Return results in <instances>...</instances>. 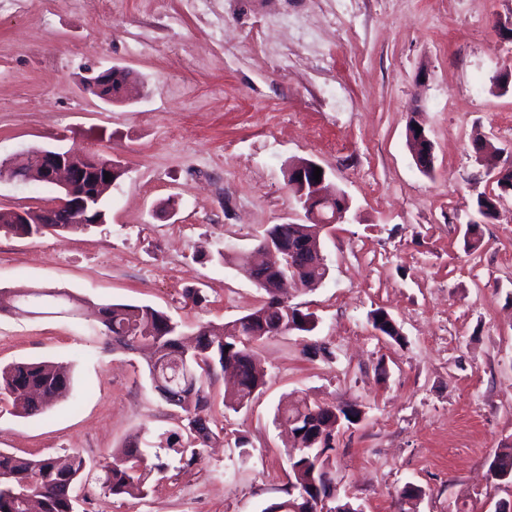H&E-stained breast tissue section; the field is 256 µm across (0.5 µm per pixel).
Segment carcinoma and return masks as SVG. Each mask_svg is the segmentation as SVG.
Returning a JSON list of instances; mask_svg holds the SVG:
<instances>
[{"label": "carcinoma", "instance_id": "carcinoma-1", "mask_svg": "<svg viewBox=\"0 0 512 512\" xmlns=\"http://www.w3.org/2000/svg\"><path fill=\"white\" fill-rule=\"evenodd\" d=\"M87 224H20L13 211L0 212V232L15 237H26L43 233L65 232L87 229ZM325 226L320 224H274L265 231L264 238L280 239L284 242H301L307 246L311 264L300 275L301 284L306 285L326 274V267L319 261L323 251L320 234ZM220 259L232 264L240 271L247 270L249 256L240 252H219ZM65 293L52 288L37 292L33 288L20 287L0 294V310L22 311L46 303H54ZM105 335L117 345L127 347L129 341L139 339V348L151 351L148 363L151 379H160L165 391L177 397L171 405L183 412V430L194 438L197 447L187 448L180 444V434L174 432L167 438V449L180 455L183 466H192L199 449L207 446L215 434L217 420L212 414L210 388L218 373L233 365L238 370L237 387L224 394L223 405L233 410L249 404L256 391L266 382L264 371L255 366L253 345L263 336L248 334L244 320L256 318L271 330L281 322H293L298 331L313 329V319L296 307H291L277 296L257 310L224 326V335L218 336L207 326L197 330L189 355L200 357L202 364L196 365V375H188L175 368L179 351L184 349L179 325L164 311L149 305L112 303L101 308ZM70 387L66 369L47 361L16 362L0 367V402L12 405L13 413L20 417L35 416L44 410V405L65 395ZM321 405L301 398L291 406L278 410V419L288 424ZM150 449L139 446V441L130 442L112 461L101 466L102 488L111 495L141 496L145 493L151 473L148 465ZM313 454H297L289 462L287 497L270 503L263 512H295L294 506L302 504L301 491L308 490L310 483L322 482L321 474L314 471ZM86 461L79 455H70L65 460V469L58 468L57 459H29L0 452V512H74L73 487L85 476ZM495 479L512 484V446L496 452L491 461Z\"/></svg>", "mask_w": 512, "mask_h": 512}]
</instances>
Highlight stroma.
<instances>
[{
    "label": "stroma",
    "mask_w": 512,
    "mask_h": 512,
    "mask_svg": "<svg viewBox=\"0 0 512 512\" xmlns=\"http://www.w3.org/2000/svg\"><path fill=\"white\" fill-rule=\"evenodd\" d=\"M512 0H0V162L59 147L118 161L125 173L91 230L0 235V289L56 288L76 314L0 311V366L67 367L70 391L33 417L0 404V451L80 453L92 472L75 512H263L288 486L279 406L299 397L357 405L330 453L336 497L363 512H494L512 485L489 464L512 445V196L465 246L478 196L512 162ZM117 66L127 102L84 78ZM434 144L416 166L406 130ZM489 136L499 156L478 162ZM309 159L349 197V221L324 237L328 278L288 302L314 328L255 347L266 384L224 408L221 431L188 470L163 455L145 495L105 493L97 476L134 440L159 447L181 411L153 389L142 354L113 345L98 305L146 304L188 330L228 324L266 298L217 258L252 249L272 225L304 222L286 180ZM54 187L0 173V210L37 209ZM188 288L205 300L186 299ZM385 310L403 340L378 335ZM246 446L237 447L238 438ZM414 125H419L420 127H422V130L420 133H417L416 129L414 128ZM417 135L418 139L420 141H424L426 144H427V147H428V152H427V156H426V159L424 162H421L416 155H414L412 152H420V149L418 148L416 142H411L408 137H407V143H408V146L410 148V151L413 155V159L417 165V167L421 170H423L422 172L424 171H432L433 168H434V162H435V156H434V146H433V143L431 141V139L429 138L424 126L418 122L417 120L415 119H410L409 121V124H408V127H407V135L412 138L413 135ZM424 173H429V172H424Z\"/></svg>",
    "instance_id": "obj_1"
}]
</instances>
